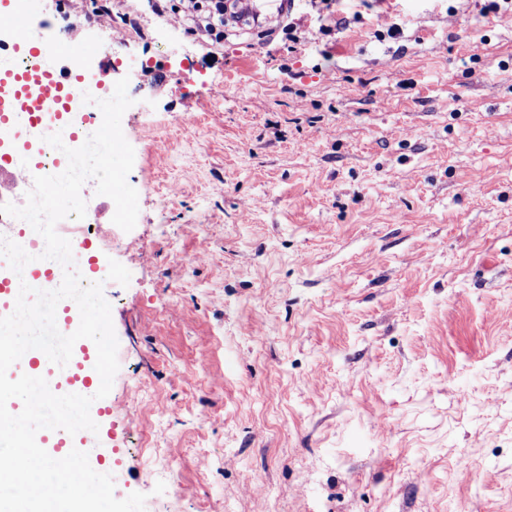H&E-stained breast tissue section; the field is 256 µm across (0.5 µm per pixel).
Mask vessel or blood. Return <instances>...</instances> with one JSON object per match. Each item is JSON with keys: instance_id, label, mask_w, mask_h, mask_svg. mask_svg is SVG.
Segmentation results:
<instances>
[{"instance_id": "obj_1", "label": "vessel or blood", "mask_w": 512, "mask_h": 512, "mask_svg": "<svg viewBox=\"0 0 512 512\" xmlns=\"http://www.w3.org/2000/svg\"><path fill=\"white\" fill-rule=\"evenodd\" d=\"M291 0H237L234 19L240 24L262 22L268 25L280 21L288 12ZM0 27L14 32L15 38L26 55L46 58L60 47L47 28L39 26L31 17H24L0 9ZM0 86L6 87L10 100L0 103V131L20 125L21 121H36L43 117L44 104L63 106L72 96L87 92L82 78L66 79L58 73L43 71L32 74L28 70L0 68ZM31 169L14 168L0 156V198L11 195L16 186L30 178ZM18 274L0 275V313L9 314L18 295L16 288ZM80 322L79 309L75 302L58 306L56 323L64 333H73ZM77 348L83 349L81 357L72 358L70 368L62 382L56 383L58 394L94 395L100 386V377L94 365L97 358L95 344L88 339L78 340ZM49 365L47 356L40 350L31 349L8 371L10 379L21 375H40ZM37 436L47 453L56 459L66 456L73 448L74 441L94 440V433L82 430L76 434L58 430H39Z\"/></svg>"}]
</instances>
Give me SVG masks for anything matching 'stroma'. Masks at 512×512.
I'll list each match as a JSON object with an SVG mask.
<instances>
[{"mask_svg":"<svg viewBox=\"0 0 512 512\" xmlns=\"http://www.w3.org/2000/svg\"><path fill=\"white\" fill-rule=\"evenodd\" d=\"M135 227L109 269L116 426L97 460L146 512H512V11L309 0L301 38L190 35L111 0ZM63 45L100 27L38 0ZM402 32L390 38L388 23ZM194 61L185 71L184 56Z\"/></svg>","mask_w":512,"mask_h":512,"instance_id":"35a3bbf8","label":"stroma"}]
</instances>
